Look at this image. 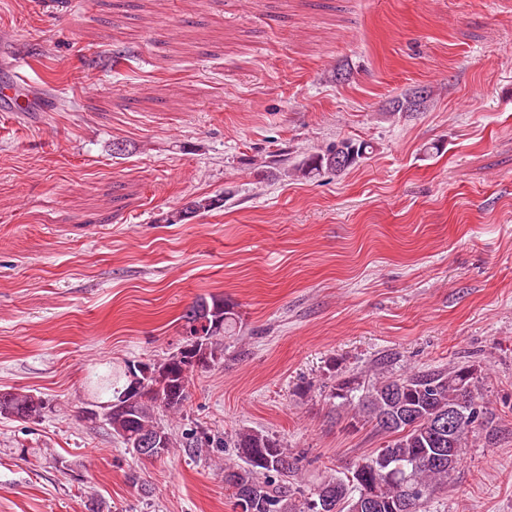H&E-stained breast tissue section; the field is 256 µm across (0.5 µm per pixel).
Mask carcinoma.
Here are the masks:
<instances>
[{"instance_id": "obj_1", "label": "carcinoma", "mask_w": 512, "mask_h": 512, "mask_svg": "<svg viewBox=\"0 0 512 512\" xmlns=\"http://www.w3.org/2000/svg\"><path fill=\"white\" fill-rule=\"evenodd\" d=\"M429 93L415 90L390 102L393 112H418L427 106ZM373 146L342 139L293 166L294 174L313 179L325 172L341 173L366 158ZM225 197L193 199L171 215L177 224L223 203ZM183 344L160 362L126 366L97 376L99 392H109L104 419L112 435L124 445L135 440L162 444L147 456L163 460L177 447V439L157 413L179 411L187 399L193 373L224 358V339L236 335L240 316L235 304L217 296L197 299L181 316ZM206 336L196 345L189 337ZM379 361L375 377H336L330 399L349 410L347 427L369 423L386 438L385 444L358 463L347 480L329 479L303 490L298 459L276 437L241 429L217 442L193 437L183 444L188 451L212 445L233 448L240 463L224 465V485L233 509L243 512H398L409 500L414 512L448 483L475 430L492 423V413L478 395L477 369L466 362L452 368H409L399 374ZM0 407L15 421L43 416V400L31 394L0 389Z\"/></svg>"}]
</instances>
